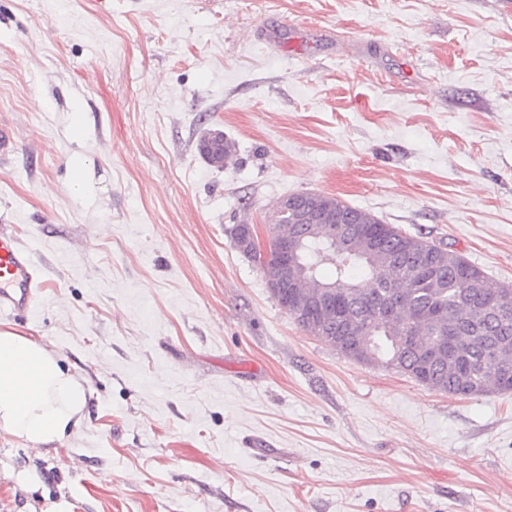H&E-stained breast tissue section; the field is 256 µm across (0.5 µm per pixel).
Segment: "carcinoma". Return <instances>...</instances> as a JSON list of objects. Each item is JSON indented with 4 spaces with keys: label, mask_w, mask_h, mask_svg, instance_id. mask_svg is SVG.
I'll return each instance as SVG.
<instances>
[{
    "label": "carcinoma",
    "mask_w": 512,
    "mask_h": 512,
    "mask_svg": "<svg viewBox=\"0 0 512 512\" xmlns=\"http://www.w3.org/2000/svg\"><path fill=\"white\" fill-rule=\"evenodd\" d=\"M333 207L332 232L285 224L273 212L276 234L300 238L296 290H335L333 318L354 324L376 364L451 395L511 391L512 289L456 251H438L427 239L339 199ZM358 219L381 237L379 252H368L359 237L344 252L335 246ZM325 267L335 279L322 276Z\"/></svg>",
    "instance_id": "carcinoma-1"
}]
</instances>
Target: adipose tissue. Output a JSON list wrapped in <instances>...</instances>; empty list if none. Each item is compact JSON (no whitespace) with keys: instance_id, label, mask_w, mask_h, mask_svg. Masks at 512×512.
Segmentation results:
<instances>
[{"instance_id":"obj_1","label":"adipose tissue","mask_w":512,"mask_h":512,"mask_svg":"<svg viewBox=\"0 0 512 512\" xmlns=\"http://www.w3.org/2000/svg\"><path fill=\"white\" fill-rule=\"evenodd\" d=\"M86 403L82 380L46 342L0 327V435L56 449L79 427Z\"/></svg>"}]
</instances>
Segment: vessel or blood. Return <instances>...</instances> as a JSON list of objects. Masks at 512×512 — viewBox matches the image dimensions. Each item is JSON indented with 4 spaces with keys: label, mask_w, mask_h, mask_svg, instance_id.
I'll return each instance as SVG.
<instances>
[{
    "label": "vessel or blood",
    "mask_w": 512,
    "mask_h": 512,
    "mask_svg": "<svg viewBox=\"0 0 512 512\" xmlns=\"http://www.w3.org/2000/svg\"><path fill=\"white\" fill-rule=\"evenodd\" d=\"M43 286L31 258L12 225H0V313L28 310Z\"/></svg>",
    "instance_id": "b4317fda"
}]
</instances>
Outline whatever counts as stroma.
<instances>
[{"label": "stroma", "mask_w": 512, "mask_h": 512, "mask_svg": "<svg viewBox=\"0 0 512 512\" xmlns=\"http://www.w3.org/2000/svg\"><path fill=\"white\" fill-rule=\"evenodd\" d=\"M0 125L45 283L0 324L87 396L60 451L0 435V512H512V392L346 357L230 233L321 193L512 288V0H0Z\"/></svg>", "instance_id": "stroma-1"}]
</instances>
